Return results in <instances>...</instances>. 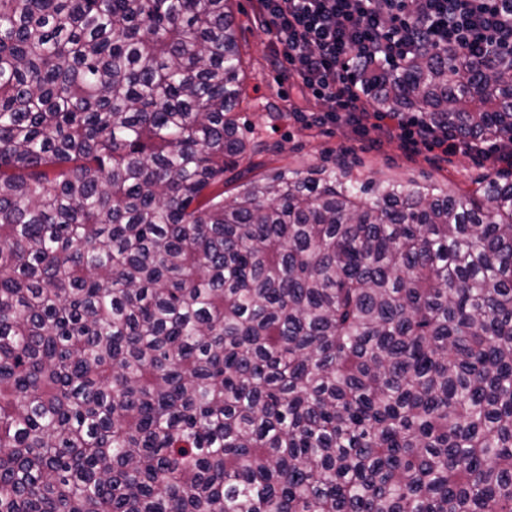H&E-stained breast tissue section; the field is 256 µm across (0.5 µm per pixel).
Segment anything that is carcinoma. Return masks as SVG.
<instances>
[{"instance_id": "carcinoma-1", "label": "carcinoma", "mask_w": 512, "mask_h": 512, "mask_svg": "<svg viewBox=\"0 0 512 512\" xmlns=\"http://www.w3.org/2000/svg\"><path fill=\"white\" fill-rule=\"evenodd\" d=\"M230 0H0V512H512V179L250 149ZM512 136V60L361 73Z\"/></svg>"}]
</instances>
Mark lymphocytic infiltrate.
<instances>
[{
	"label": "lymphocytic infiltrate",
	"instance_id": "f902f5d3",
	"mask_svg": "<svg viewBox=\"0 0 512 512\" xmlns=\"http://www.w3.org/2000/svg\"><path fill=\"white\" fill-rule=\"evenodd\" d=\"M298 80L300 96L322 99L319 123L352 131L375 127L408 153H485L512 166V138L487 148L479 137L454 139L419 117L370 108L363 70L386 71L426 47L458 50L477 61L512 56V0H259Z\"/></svg>",
	"mask_w": 512,
	"mask_h": 512
}]
</instances>
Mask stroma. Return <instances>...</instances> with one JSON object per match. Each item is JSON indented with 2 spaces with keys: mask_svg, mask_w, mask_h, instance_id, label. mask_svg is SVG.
I'll use <instances>...</instances> for the list:
<instances>
[{
  "mask_svg": "<svg viewBox=\"0 0 512 512\" xmlns=\"http://www.w3.org/2000/svg\"><path fill=\"white\" fill-rule=\"evenodd\" d=\"M232 11L245 60L246 91L235 118L255 147L240 165L244 179L287 169H333L362 182L433 186L459 195L494 176V169L474 154L411 155L372 128L358 136L342 123L316 125L314 119L324 105L313 97L300 102L299 112H291L288 105L295 101V93L289 65L263 26L256 0H234Z\"/></svg>",
  "mask_w": 512,
  "mask_h": 512,
  "instance_id": "35a3bbf8",
  "label": "stroma"
}]
</instances>
